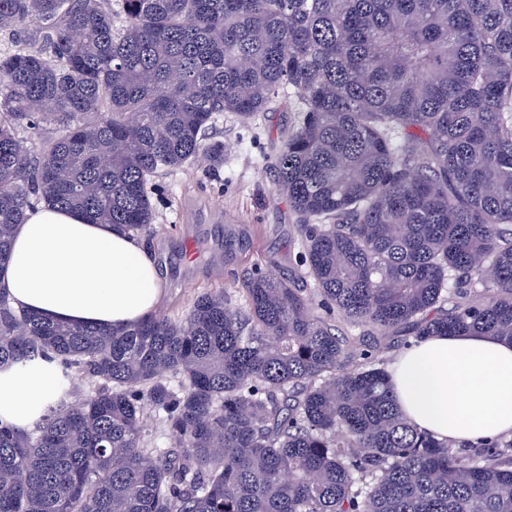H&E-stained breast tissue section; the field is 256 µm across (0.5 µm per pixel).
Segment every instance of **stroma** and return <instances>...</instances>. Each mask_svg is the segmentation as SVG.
<instances>
[{
    "instance_id": "stroma-1",
    "label": "stroma",
    "mask_w": 512,
    "mask_h": 512,
    "mask_svg": "<svg viewBox=\"0 0 512 512\" xmlns=\"http://www.w3.org/2000/svg\"><path fill=\"white\" fill-rule=\"evenodd\" d=\"M294 118L284 96L245 123L228 112L215 115L210 135L224 144L223 168L210 176L202 166H185L156 178V221L142 241L162 282L159 313L185 316L209 289L241 304L243 277L257 260L276 274L296 269V217L275 192L272 173ZM230 233L244 243L228 257L224 238Z\"/></svg>"
}]
</instances>
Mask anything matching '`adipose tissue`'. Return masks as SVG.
Wrapping results in <instances>:
<instances>
[{"label":"adipose tissue","mask_w":512,"mask_h":512,"mask_svg":"<svg viewBox=\"0 0 512 512\" xmlns=\"http://www.w3.org/2000/svg\"><path fill=\"white\" fill-rule=\"evenodd\" d=\"M0 289L14 308L112 328L154 314L161 298L155 263L135 237L48 206L16 226ZM389 373L400 410L420 430L475 445L512 434L511 341L430 336L406 347ZM47 388L39 371L1 375L0 418L30 425Z\"/></svg>","instance_id":"1"}]
</instances>
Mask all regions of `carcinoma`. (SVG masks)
I'll return each mask as SVG.
<instances>
[{
	"instance_id": "cac0c4a2",
	"label": "carcinoma",
	"mask_w": 512,
	"mask_h": 512,
	"mask_svg": "<svg viewBox=\"0 0 512 512\" xmlns=\"http://www.w3.org/2000/svg\"><path fill=\"white\" fill-rule=\"evenodd\" d=\"M0 32V267L40 203L149 231L157 174L224 166L215 115L280 95L301 241L241 306L122 329L0 291V372L50 380L31 426L0 419V512H512V439L418 430L381 357L512 340V0H0ZM149 411L174 445L144 446Z\"/></svg>"
}]
</instances>
